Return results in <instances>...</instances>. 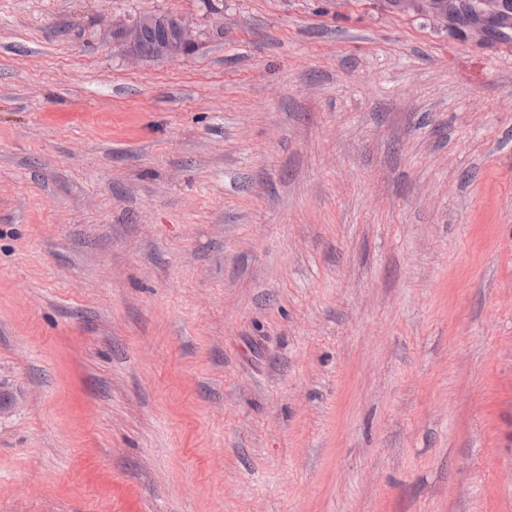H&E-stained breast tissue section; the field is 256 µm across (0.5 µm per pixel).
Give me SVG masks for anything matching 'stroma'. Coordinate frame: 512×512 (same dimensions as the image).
I'll use <instances>...</instances> for the list:
<instances>
[{
  "label": "stroma",
  "mask_w": 512,
  "mask_h": 512,
  "mask_svg": "<svg viewBox=\"0 0 512 512\" xmlns=\"http://www.w3.org/2000/svg\"><path fill=\"white\" fill-rule=\"evenodd\" d=\"M0 389V512H512V24L0 0ZM143 27L159 28L164 33L153 52L156 58L188 56L198 46L197 36L185 19L176 18L174 25H170L166 16L147 15L141 17L136 24L122 26L113 31L115 39L136 58L145 57L141 43L147 57H151L153 46L158 38V33L153 29H145L140 38Z\"/></svg>",
  "instance_id": "35a3bbf8"
}]
</instances>
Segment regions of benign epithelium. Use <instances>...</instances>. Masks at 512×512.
<instances>
[{
    "mask_svg": "<svg viewBox=\"0 0 512 512\" xmlns=\"http://www.w3.org/2000/svg\"><path fill=\"white\" fill-rule=\"evenodd\" d=\"M412 3L420 12L434 17L445 20L466 18L481 33L490 29L496 19L505 13L501 0H412ZM144 27L158 28L164 33L154 49L157 58L188 56L198 46L197 36L183 18H177L171 24L165 16H143L131 26L115 29L113 36L131 55L143 58L145 54L141 48L140 33Z\"/></svg>",
    "mask_w": 512,
    "mask_h": 512,
    "instance_id": "1",
    "label": "benign epithelium"
}]
</instances>
